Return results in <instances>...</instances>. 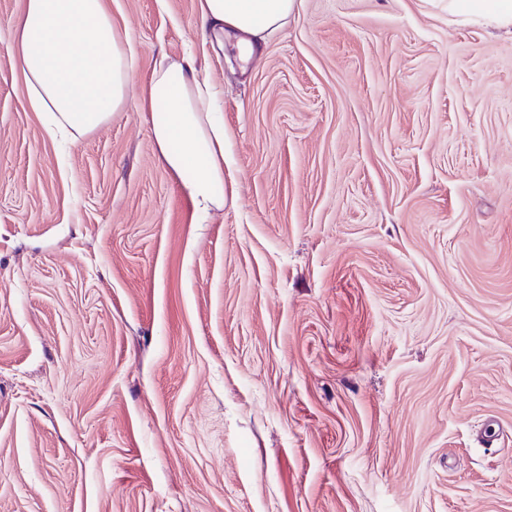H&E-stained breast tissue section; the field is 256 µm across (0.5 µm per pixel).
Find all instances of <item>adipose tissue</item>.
<instances>
[{
  "instance_id": "ef3b65f1",
  "label": "adipose tissue",
  "mask_w": 512,
  "mask_h": 512,
  "mask_svg": "<svg viewBox=\"0 0 512 512\" xmlns=\"http://www.w3.org/2000/svg\"><path fill=\"white\" fill-rule=\"evenodd\" d=\"M300 6L301 0H199V19L214 47L248 57ZM448 11L512 30V0H448ZM15 37L30 103L48 114L50 137L77 139L122 107L133 74L126 35L113 26L106 0H26ZM148 104L157 157L205 220L236 194L224 182L215 86L193 56L164 58L150 74Z\"/></svg>"
}]
</instances>
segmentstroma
I'll return each mask as SVG.
<instances>
[{
    "mask_svg": "<svg viewBox=\"0 0 512 512\" xmlns=\"http://www.w3.org/2000/svg\"><path fill=\"white\" fill-rule=\"evenodd\" d=\"M135 79L60 148L0 0V512H512V32L302 0L247 70L108 0ZM221 90L193 221L143 106Z\"/></svg>",
    "mask_w": 512,
    "mask_h": 512,
    "instance_id": "1",
    "label": "stroma"
}]
</instances>
